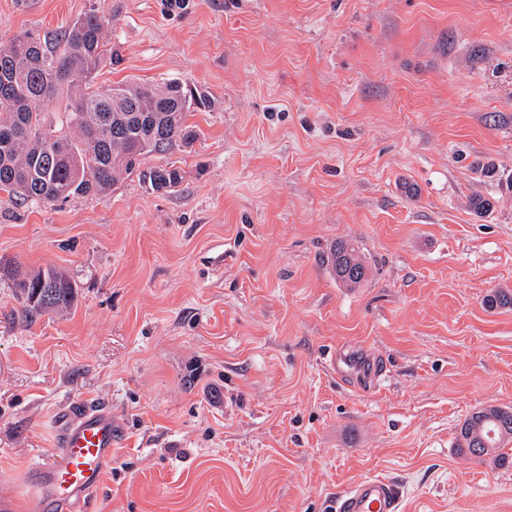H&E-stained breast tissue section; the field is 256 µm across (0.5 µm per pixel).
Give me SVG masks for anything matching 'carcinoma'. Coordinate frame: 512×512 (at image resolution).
<instances>
[{"instance_id": "carcinoma-1", "label": "carcinoma", "mask_w": 512, "mask_h": 512, "mask_svg": "<svg viewBox=\"0 0 512 512\" xmlns=\"http://www.w3.org/2000/svg\"><path fill=\"white\" fill-rule=\"evenodd\" d=\"M117 59L108 48L102 17L88 13L55 37L18 35L0 45V192L11 201L55 204L71 197L104 194L138 173L156 192L178 187L182 170L172 164L141 168L149 154L191 147L198 139L191 113L209 107L208 94L177 79L158 84L135 81L107 92L94 78ZM65 91L68 109L54 119L37 105ZM336 282L354 287L368 267L354 243L336 241L327 256ZM29 323L45 314L68 312L77 305L78 286L56 267L11 274ZM490 309L512 308V293L485 298ZM512 409H478L459 426L456 448L462 455L512 465Z\"/></svg>"}]
</instances>
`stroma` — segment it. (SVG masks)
<instances>
[{"mask_svg":"<svg viewBox=\"0 0 512 512\" xmlns=\"http://www.w3.org/2000/svg\"><path fill=\"white\" fill-rule=\"evenodd\" d=\"M91 11L119 55L98 89L179 78L213 105L143 160L174 192L0 193V261L80 288L28 326L0 272V501L90 398L125 437L85 512H334L369 476L407 512H512V466L455 448L512 408V308L483 304L512 291V0H0V44ZM341 346L385 360L375 391L337 380ZM328 266L336 282L346 287H355L368 275V267L353 242L338 240L330 248Z\"/></svg>","mask_w":512,"mask_h":512,"instance_id":"1","label":"stroma"}]
</instances>
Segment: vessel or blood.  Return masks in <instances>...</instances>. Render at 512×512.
<instances>
[{
    "mask_svg": "<svg viewBox=\"0 0 512 512\" xmlns=\"http://www.w3.org/2000/svg\"><path fill=\"white\" fill-rule=\"evenodd\" d=\"M332 365L337 376L357 391L376 389L382 379L380 362L336 350ZM56 445L50 457L29 471L33 491L28 512H83L99 487L123 433L108 405L80 401L62 408L55 419ZM399 484L384 477L359 480L340 492L335 512H400Z\"/></svg>",
    "mask_w": 512,
    "mask_h": 512,
    "instance_id": "1",
    "label": "vessel or blood"
}]
</instances>
